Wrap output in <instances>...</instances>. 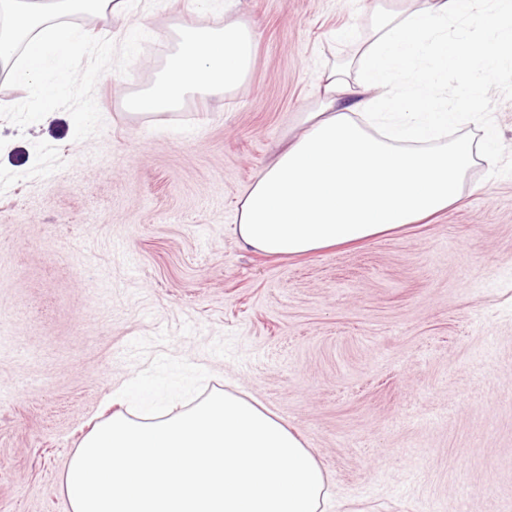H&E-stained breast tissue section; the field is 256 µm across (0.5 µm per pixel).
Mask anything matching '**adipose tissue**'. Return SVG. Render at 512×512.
Masks as SVG:
<instances>
[{"instance_id":"obj_1","label":"adipose tissue","mask_w":512,"mask_h":512,"mask_svg":"<svg viewBox=\"0 0 512 512\" xmlns=\"http://www.w3.org/2000/svg\"><path fill=\"white\" fill-rule=\"evenodd\" d=\"M401 2L377 9L350 59L323 70L302 133L241 197L236 232L251 250L295 258L366 242L446 210L476 156L496 164L486 101L512 69V0ZM78 11L123 14L127 0H0V71L53 101L47 70L70 74L81 59L84 41L63 21ZM252 60L246 27H185L160 77L126 107L155 114L226 92ZM470 126L484 131L483 153L463 133Z\"/></svg>"}]
</instances>
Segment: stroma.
Masks as SVG:
<instances>
[{
	"label": "stroma",
	"instance_id": "35a3bbf8",
	"mask_svg": "<svg viewBox=\"0 0 512 512\" xmlns=\"http://www.w3.org/2000/svg\"><path fill=\"white\" fill-rule=\"evenodd\" d=\"M382 0H131L75 14L53 112L0 75V512H71L64 481L113 392L168 354L279 417L336 512H512V72L487 102L501 161L431 222L302 258L254 253L239 198L297 136L321 68ZM186 24H241L221 98L132 114Z\"/></svg>",
	"mask_w": 512,
	"mask_h": 512
}]
</instances>
